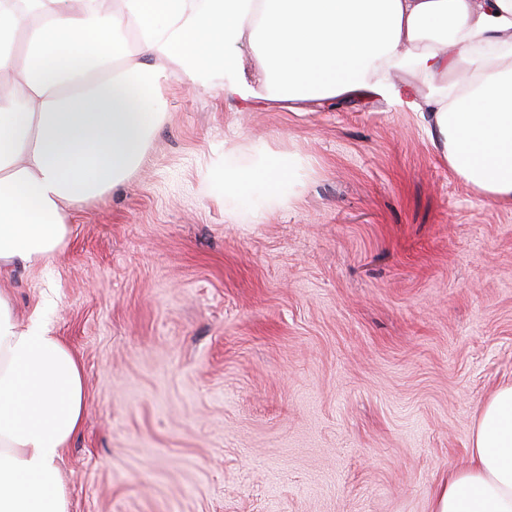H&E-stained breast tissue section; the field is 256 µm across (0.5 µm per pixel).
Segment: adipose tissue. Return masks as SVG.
<instances>
[{
  "mask_svg": "<svg viewBox=\"0 0 512 512\" xmlns=\"http://www.w3.org/2000/svg\"><path fill=\"white\" fill-rule=\"evenodd\" d=\"M133 30L137 49L119 38ZM259 62L247 76L238 54ZM464 70L461 82L449 74ZM413 72L426 91L396 81ZM242 103L318 101L358 87L426 114L451 169L512 201V0H0V273L49 265L75 205L128 180L171 80ZM296 161L225 151L203 179L233 219L287 206ZM85 413L83 367L0 287V512H69L56 465ZM432 512H512V384L482 407L469 462Z\"/></svg>",
  "mask_w": 512,
  "mask_h": 512,
  "instance_id": "adipose-tissue-1",
  "label": "adipose tissue"
}]
</instances>
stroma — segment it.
Instances as JSON below:
<instances>
[{"mask_svg": "<svg viewBox=\"0 0 512 512\" xmlns=\"http://www.w3.org/2000/svg\"><path fill=\"white\" fill-rule=\"evenodd\" d=\"M142 170L8 286L84 368L70 512H431L512 383V201L368 90L301 117L174 84ZM298 156L227 221L215 152Z\"/></svg>", "mask_w": 512, "mask_h": 512, "instance_id": "1", "label": "stroma"}]
</instances>
